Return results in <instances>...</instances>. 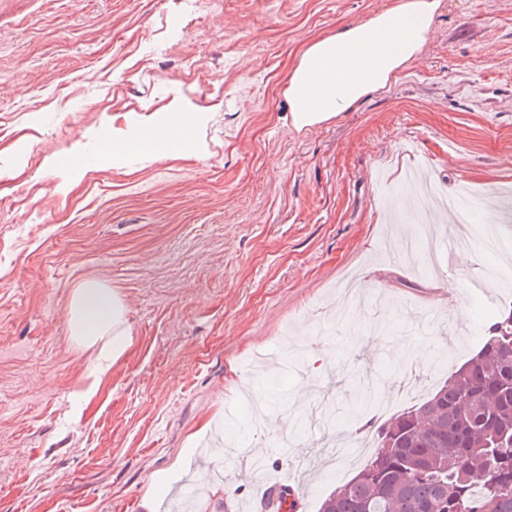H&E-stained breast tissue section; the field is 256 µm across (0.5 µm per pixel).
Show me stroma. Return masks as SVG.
Listing matches in <instances>:
<instances>
[{
  "label": "stroma",
  "mask_w": 512,
  "mask_h": 512,
  "mask_svg": "<svg viewBox=\"0 0 512 512\" xmlns=\"http://www.w3.org/2000/svg\"><path fill=\"white\" fill-rule=\"evenodd\" d=\"M394 3L0 0V512H169L160 473L225 512L261 484L219 423L266 481L315 469L297 512H318L370 456L328 465L310 406L375 435L481 348L512 265L486 301L466 293L480 250L434 277L381 244L393 212L420 232L417 165L465 183L512 252L487 196L512 186V0H441L418 57L331 121L297 129L283 94L305 40ZM176 111L206 115L196 154L113 161V139ZM91 277L125 301L133 344L83 398L93 353L66 309ZM375 383L381 415L356 417Z\"/></svg>",
  "instance_id": "stroma-1"
}]
</instances>
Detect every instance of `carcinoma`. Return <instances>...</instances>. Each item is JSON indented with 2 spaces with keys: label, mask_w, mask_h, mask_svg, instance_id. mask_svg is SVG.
<instances>
[{
  "label": "carcinoma",
  "mask_w": 512,
  "mask_h": 512,
  "mask_svg": "<svg viewBox=\"0 0 512 512\" xmlns=\"http://www.w3.org/2000/svg\"><path fill=\"white\" fill-rule=\"evenodd\" d=\"M417 406L385 422L368 463L318 512H512V310ZM378 401L367 386L352 408Z\"/></svg>",
  "instance_id": "1"
}]
</instances>
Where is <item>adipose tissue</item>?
Masks as SVG:
<instances>
[{
	"label": "adipose tissue",
	"instance_id": "obj_1",
	"mask_svg": "<svg viewBox=\"0 0 512 512\" xmlns=\"http://www.w3.org/2000/svg\"><path fill=\"white\" fill-rule=\"evenodd\" d=\"M440 0H397L365 21L305 44L284 87L296 128L329 121L384 88L425 47ZM127 305L97 278L80 281L67 308L73 341L95 353L93 372L108 375L129 349Z\"/></svg>",
	"mask_w": 512,
	"mask_h": 512
}]
</instances>
